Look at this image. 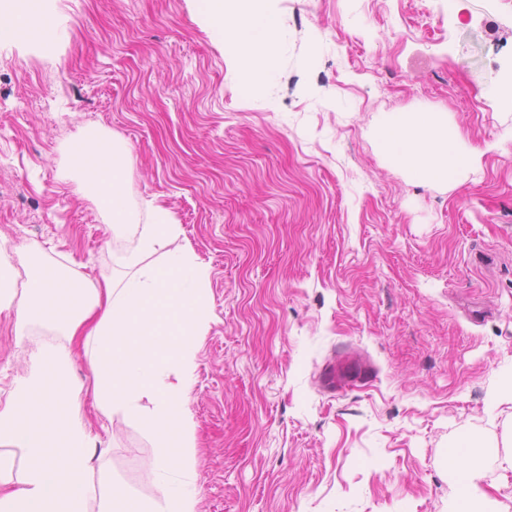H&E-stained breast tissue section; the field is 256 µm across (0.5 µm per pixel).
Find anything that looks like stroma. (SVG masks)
<instances>
[{"label":"stroma","instance_id":"obj_1","mask_svg":"<svg viewBox=\"0 0 512 512\" xmlns=\"http://www.w3.org/2000/svg\"><path fill=\"white\" fill-rule=\"evenodd\" d=\"M288 64L245 92L191 0H59L49 42H0V252L40 246L97 281L100 217L60 175L88 126L131 147L125 173L210 272L188 409L199 512H512V0H278ZM387 112H440L483 148L460 183L390 164ZM498 142V149L484 145ZM0 312V405L25 368ZM355 352L371 381L329 393ZM109 471L171 491L137 427L92 406ZM477 443L462 499L446 463Z\"/></svg>","mask_w":512,"mask_h":512}]
</instances>
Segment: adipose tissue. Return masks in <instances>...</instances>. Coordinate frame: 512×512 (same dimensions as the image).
<instances>
[{
  "instance_id": "ef3b65f1",
  "label": "adipose tissue",
  "mask_w": 512,
  "mask_h": 512,
  "mask_svg": "<svg viewBox=\"0 0 512 512\" xmlns=\"http://www.w3.org/2000/svg\"><path fill=\"white\" fill-rule=\"evenodd\" d=\"M277 0H192L212 39L237 60L247 91L272 90L268 49L282 48ZM383 153L420 181L454 183L481 151L463 143L436 112H389L376 130ZM130 145L85 128L64 153L63 173L96 207L112 269L92 283L38 249L0 256V311L11 310L17 345H30L25 373L0 408V441L24 468L0 456V512H199L192 417L197 344L209 319V273L190 248L169 249L182 232L170 211L144 201L125 177ZM25 285H18L19 275ZM93 370V407L107 420L136 419L158 448L173 491L142 502L122 487L91 506L92 431L82 410L74 360Z\"/></svg>"
}]
</instances>
